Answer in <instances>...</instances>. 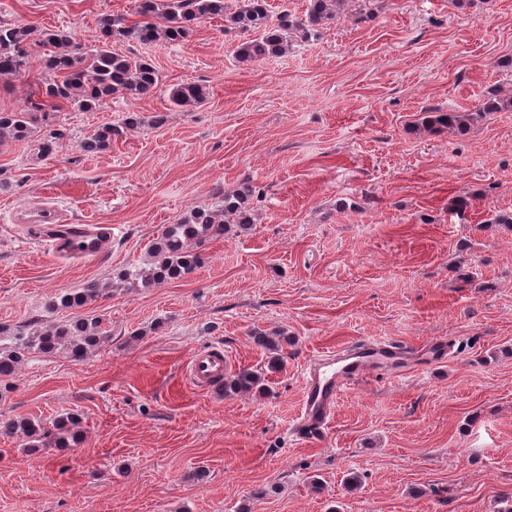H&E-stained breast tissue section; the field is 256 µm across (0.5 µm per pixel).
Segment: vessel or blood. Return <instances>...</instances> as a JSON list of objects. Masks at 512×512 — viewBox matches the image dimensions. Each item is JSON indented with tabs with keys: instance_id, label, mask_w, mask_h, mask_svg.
Instances as JSON below:
<instances>
[{
	"instance_id": "obj_1",
	"label": "vessel or blood",
	"mask_w": 512,
	"mask_h": 512,
	"mask_svg": "<svg viewBox=\"0 0 512 512\" xmlns=\"http://www.w3.org/2000/svg\"><path fill=\"white\" fill-rule=\"evenodd\" d=\"M16 221L30 225L38 232L40 241L55 253L74 258H99L112 241L111 225H67L63 211L47 201L25 205L17 212ZM446 354L447 346L439 340L418 348L394 341L373 340L315 358L306 376L298 431L306 439L322 440L331 428L336 401L346 389L373 375L398 377L413 368L442 362ZM223 373L222 350L207 348L193 354L189 376L196 384H209Z\"/></svg>"
}]
</instances>
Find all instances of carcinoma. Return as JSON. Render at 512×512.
Masks as SVG:
<instances>
[{"label":"carcinoma","instance_id":"1","mask_svg":"<svg viewBox=\"0 0 512 512\" xmlns=\"http://www.w3.org/2000/svg\"><path fill=\"white\" fill-rule=\"evenodd\" d=\"M347 0H309L306 12L294 16L285 11L273 22L267 0H236L229 8L225 0H136L135 13L144 20L128 24L110 14L99 20L101 44L86 51L63 29L37 30L29 25L5 23L0 20V76L19 75L29 57L43 51L45 70L41 100L16 112H0V145L22 141L39 126L44 107L58 108L67 104L88 112L115 95L149 96L162 84L159 71L146 60L130 58L112 52L114 41H162L179 44L192 33L194 26L214 17L224 18L225 26L246 38L237 46L242 62H257L288 52L293 43L320 32L345 11ZM170 102L178 107L203 104L208 98L206 86L186 81L168 88ZM512 108V98L493 94L483 100L473 112H444L428 109L421 124L431 129H453L464 132L470 124L489 112ZM118 129L105 125L80 145L87 153H99L112 146ZM256 189L242 184L226 194L210 209L191 211L175 224H168L152 243L145 267H135L121 273L125 280L151 287L168 280L179 279L191 272L200 261L193 248L224 235L227 224L249 223V208ZM106 288L90 282L84 288L61 295L48 306L50 312L75 309L86 301L105 293ZM110 338L97 320L73 318L63 320L39 332L0 326V380L13 376L21 363L35 354L49 355L64 350L74 362H81L93 350ZM262 376L246 368L224 379V392L250 393L261 389ZM79 423L72 414L50 430L37 419L22 418L0 422V433H21L35 448H67L78 442L74 427Z\"/></svg>","mask_w":512,"mask_h":512}]
</instances>
